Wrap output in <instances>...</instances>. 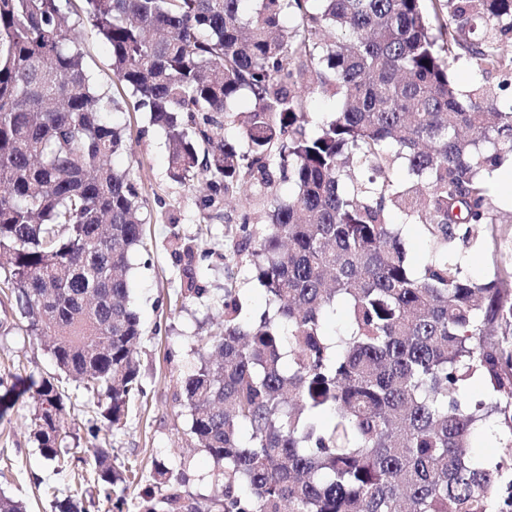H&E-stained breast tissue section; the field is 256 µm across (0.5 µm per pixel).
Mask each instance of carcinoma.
I'll use <instances>...</instances> for the list:
<instances>
[{"instance_id":"cac0c4a2","label":"carcinoma","mask_w":512,"mask_h":512,"mask_svg":"<svg viewBox=\"0 0 512 512\" xmlns=\"http://www.w3.org/2000/svg\"><path fill=\"white\" fill-rule=\"evenodd\" d=\"M81 2L0 0V291L110 426L145 394L130 273L150 221L114 164L131 134L112 114H148L172 178L204 183L211 219L243 184L293 186L263 223L239 200L230 255L269 306L252 319L224 288V329L200 338L207 359L184 380L218 494L204 510L167 480L143 512H512V448L470 455L489 417L512 432V260L482 282L448 260L495 235L490 178L512 157V98L460 93L452 63L462 50L505 67L512 0ZM90 32L120 99L86 63ZM307 92L341 99L315 133ZM230 122L246 146L224 137ZM394 213L430 242L419 269ZM182 253L178 301L205 292ZM338 307L347 330L333 336ZM27 390L53 462L64 394L53 377ZM93 457L111 486L108 449Z\"/></svg>"}]
</instances>
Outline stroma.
I'll use <instances>...</instances> for the list:
<instances>
[{
  "label": "stroma",
  "instance_id": "1",
  "mask_svg": "<svg viewBox=\"0 0 512 512\" xmlns=\"http://www.w3.org/2000/svg\"><path fill=\"white\" fill-rule=\"evenodd\" d=\"M116 120L138 136L133 156H118L116 164L132 169L152 216L146 227L148 254L135 257L132 274V296L143 324L137 359L146 394L130 405L122 428L107 427L96 397L61 378L52 356L28 336L25 320L9 303L0 304V378L52 376L70 396L69 448L55 463L44 459L31 435L35 403L30 394L16 396L0 413V492L24 512H59L58 502L76 487L82 491L81 512H112L118 498L124 501L123 512H140L146 494L159 490L162 469L186 499L209 505L216 493L214 462L190 444V415L178 399L180 381L202 358L198 338L221 327L216 301L225 285L235 283L253 312H262L268 303L266 291L247 272L228 274L233 266L229 245L240 215L236 199L226 202L223 219L207 220L199 209V188L170 178L166 139L150 128L147 115L124 112ZM493 205L505 218L496 240L473 245L465 256L466 270L477 280L486 279L495 262L512 258V224L506 221L512 195L494 186ZM179 241L195 247L204 293L175 309L171 302L181 288L183 266L175 252ZM96 448L111 449L116 471L133 472L108 493L97 481Z\"/></svg>",
  "mask_w": 512,
  "mask_h": 512
}]
</instances>
